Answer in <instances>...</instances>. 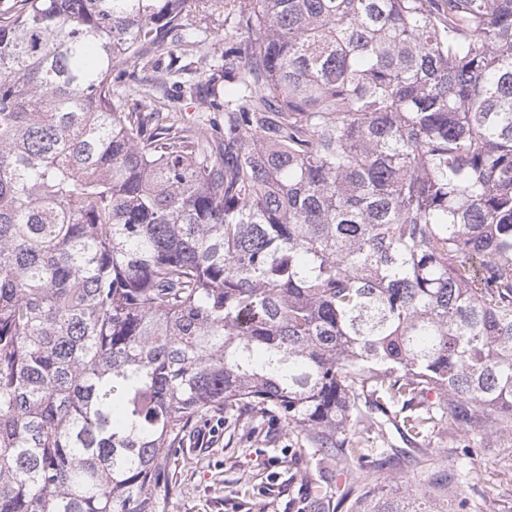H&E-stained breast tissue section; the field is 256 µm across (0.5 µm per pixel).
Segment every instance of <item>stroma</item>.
Wrapping results in <instances>:
<instances>
[{"label":"stroma","instance_id":"obj_1","mask_svg":"<svg viewBox=\"0 0 512 512\" xmlns=\"http://www.w3.org/2000/svg\"><path fill=\"white\" fill-rule=\"evenodd\" d=\"M185 22L212 43L207 55L182 57L181 72L170 80L169 112L192 122L204 116L202 97L223 94L233 79L224 73L221 41L228 38L229 28L223 20L199 8ZM460 439L472 447L471 455L451 447L447 435L438 432L412 450L418 458H430V468H387L376 476L416 499L428 494L432 474L439 471L454 480L449 507L464 498L487 501L495 512H512V439L477 432L462 433ZM306 446L304 431L280 423L232 419L220 411L196 419L183 450L172 460L171 488L159 512H304L318 487L344 495V475L304 467L299 451Z\"/></svg>","mask_w":512,"mask_h":512}]
</instances>
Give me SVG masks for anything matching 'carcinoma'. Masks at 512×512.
I'll list each match as a JSON object with an SVG mask.
<instances>
[{
  "label": "carcinoma",
  "instance_id": "carcinoma-1",
  "mask_svg": "<svg viewBox=\"0 0 512 512\" xmlns=\"http://www.w3.org/2000/svg\"><path fill=\"white\" fill-rule=\"evenodd\" d=\"M194 1L238 34L207 135L139 75L208 49ZM220 410L306 431L350 512H446L379 505L390 425L512 434V0L0 12V512H157Z\"/></svg>",
  "mask_w": 512,
  "mask_h": 512
}]
</instances>
